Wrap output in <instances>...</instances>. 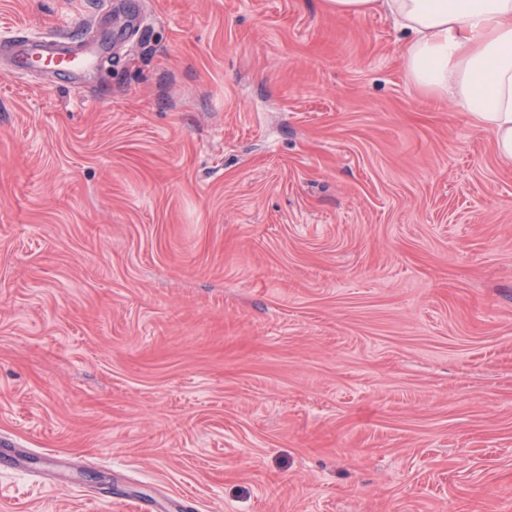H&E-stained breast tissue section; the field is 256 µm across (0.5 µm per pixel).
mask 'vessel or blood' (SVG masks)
<instances>
[{
	"label": "vessel or blood",
	"instance_id": "b4317fda",
	"mask_svg": "<svg viewBox=\"0 0 512 512\" xmlns=\"http://www.w3.org/2000/svg\"><path fill=\"white\" fill-rule=\"evenodd\" d=\"M103 21V16H96L85 37L74 41L66 38L40 41L20 34L0 44V55L19 63L21 69H48L52 74L81 84L90 77L100 55L99 30Z\"/></svg>",
	"mask_w": 512,
	"mask_h": 512
}]
</instances>
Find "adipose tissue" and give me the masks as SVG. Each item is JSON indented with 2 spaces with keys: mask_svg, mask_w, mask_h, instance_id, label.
I'll use <instances>...</instances> for the list:
<instances>
[{
  "mask_svg": "<svg viewBox=\"0 0 512 512\" xmlns=\"http://www.w3.org/2000/svg\"><path fill=\"white\" fill-rule=\"evenodd\" d=\"M341 16L384 12L407 41L411 83L491 129L512 161V0H325Z\"/></svg>",
  "mask_w": 512,
  "mask_h": 512,
  "instance_id": "adipose-tissue-1",
  "label": "adipose tissue"
}]
</instances>
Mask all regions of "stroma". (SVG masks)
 <instances>
[{"mask_svg": "<svg viewBox=\"0 0 512 512\" xmlns=\"http://www.w3.org/2000/svg\"><path fill=\"white\" fill-rule=\"evenodd\" d=\"M97 6L0 0V40ZM108 9L87 86L0 61V512H512L492 132L378 12Z\"/></svg>", "mask_w": 512, "mask_h": 512, "instance_id": "obj_1", "label": "stroma"}]
</instances>
